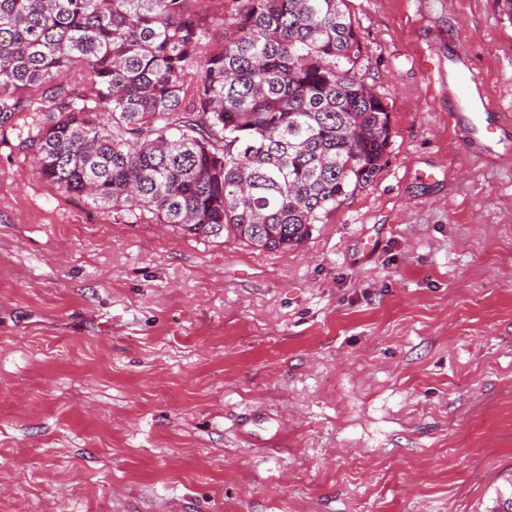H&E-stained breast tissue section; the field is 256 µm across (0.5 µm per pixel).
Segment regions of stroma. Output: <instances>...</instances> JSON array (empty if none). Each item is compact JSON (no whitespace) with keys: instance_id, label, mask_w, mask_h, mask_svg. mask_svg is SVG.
Returning <instances> with one entry per match:
<instances>
[{"instance_id":"stroma-1","label":"stroma","mask_w":512,"mask_h":512,"mask_svg":"<svg viewBox=\"0 0 512 512\" xmlns=\"http://www.w3.org/2000/svg\"><path fill=\"white\" fill-rule=\"evenodd\" d=\"M387 161L297 249L128 224L0 130V512H486L512 487L502 0H349ZM481 78L473 71H461L456 81V100L458 105L469 112L462 113L461 116L471 129H475L489 143L491 150L495 153L494 147L499 146L500 139L495 131L489 128V117L492 113H498V106L492 98L480 93ZM451 117L458 120L457 114H451Z\"/></svg>"}]
</instances>
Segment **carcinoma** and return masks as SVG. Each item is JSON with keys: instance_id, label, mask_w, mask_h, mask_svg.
I'll return each mask as SVG.
<instances>
[{"instance_id": "cac0c4a2", "label": "carcinoma", "mask_w": 512, "mask_h": 512, "mask_svg": "<svg viewBox=\"0 0 512 512\" xmlns=\"http://www.w3.org/2000/svg\"><path fill=\"white\" fill-rule=\"evenodd\" d=\"M0 0V128L40 176L129 224L296 249L385 164L348 0Z\"/></svg>"}]
</instances>
